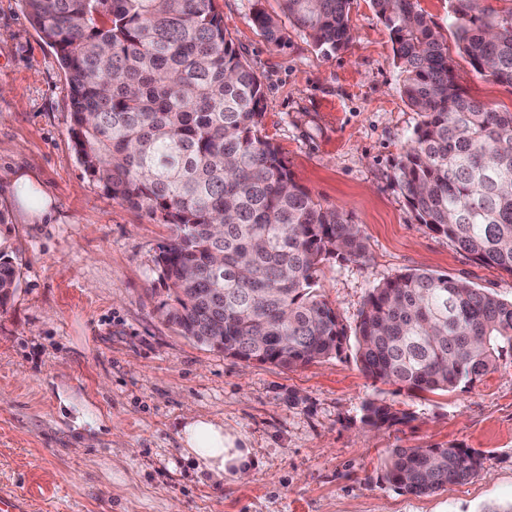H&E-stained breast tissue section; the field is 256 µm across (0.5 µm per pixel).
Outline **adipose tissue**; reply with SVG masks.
<instances>
[{"label": "adipose tissue", "mask_w": 512, "mask_h": 512, "mask_svg": "<svg viewBox=\"0 0 512 512\" xmlns=\"http://www.w3.org/2000/svg\"><path fill=\"white\" fill-rule=\"evenodd\" d=\"M11 191L30 218L52 215L55 201L27 172L15 176ZM183 456L199 470L220 480L230 475L245 480L253 469V456L246 437L226 431L223 424L206 417L188 416L180 431Z\"/></svg>", "instance_id": "ef3b65f1"}]
</instances>
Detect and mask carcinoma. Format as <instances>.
I'll return each mask as SVG.
<instances>
[{
  "label": "carcinoma",
  "instance_id": "1",
  "mask_svg": "<svg viewBox=\"0 0 512 512\" xmlns=\"http://www.w3.org/2000/svg\"><path fill=\"white\" fill-rule=\"evenodd\" d=\"M57 51L84 171L112 198L171 230L156 264L171 283L161 305L181 335L224 356L297 368L338 355L346 331L323 299V261L365 258L359 228L300 186L262 134L264 87L224 34L214 0H23ZM448 0L458 48L479 74L512 86V7ZM351 0H282L291 24L326 56L353 40ZM388 28L403 94L423 120L398 164L417 221L475 261L512 275V112L470 98L448 46L416 0H372ZM281 47L288 34L258 11ZM0 254V307L18 288ZM512 351V302L465 281L410 272L369 293L356 334L366 375L415 392L469 388ZM411 416L377 400L361 423ZM481 452L394 448L385 478L415 495L464 482Z\"/></svg>",
  "mask_w": 512,
  "mask_h": 512
}]
</instances>
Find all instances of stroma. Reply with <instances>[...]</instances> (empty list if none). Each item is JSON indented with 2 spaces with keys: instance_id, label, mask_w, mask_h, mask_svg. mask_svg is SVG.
Returning a JSON list of instances; mask_svg holds the SVG:
<instances>
[{
  "instance_id": "obj_1",
  "label": "stroma",
  "mask_w": 512,
  "mask_h": 512,
  "mask_svg": "<svg viewBox=\"0 0 512 512\" xmlns=\"http://www.w3.org/2000/svg\"><path fill=\"white\" fill-rule=\"evenodd\" d=\"M224 33L265 88L263 133L296 182L341 208L367 246L330 259L321 294L349 338L340 355L282 369L245 364L182 336L160 312L156 266L170 231L112 199L81 166L71 93L55 48L21 0H0V252L19 285L0 309V495L24 512H505L512 507V355L472 387L413 393L372 379L354 333L369 292L410 271L445 274L512 301V275L473 260L419 224L396 179L421 117L371 0H352L353 40L331 56L296 29L269 44L255 11L279 0H215ZM440 31L459 86L512 112V86L477 73L456 45L448 0H418ZM28 170L56 202L29 223L11 193ZM378 400L408 421L366 429ZM247 437L249 478L222 481L185 461L186 413ZM483 452L468 482L425 496L384 478L394 448Z\"/></svg>"
}]
</instances>
